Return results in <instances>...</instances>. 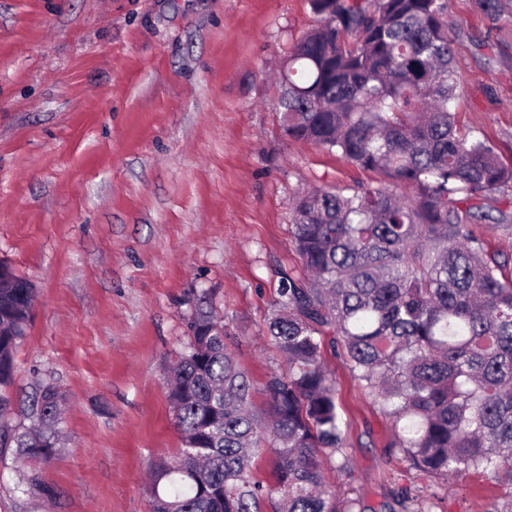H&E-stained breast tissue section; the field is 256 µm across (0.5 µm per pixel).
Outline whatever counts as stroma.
I'll return each mask as SVG.
<instances>
[{"label":"stroma","instance_id":"35a3bbf8","mask_svg":"<svg viewBox=\"0 0 512 512\" xmlns=\"http://www.w3.org/2000/svg\"><path fill=\"white\" fill-rule=\"evenodd\" d=\"M461 27L457 123L512 164V17L450 0ZM310 0H0V261L37 289L10 391L53 384L64 445L21 487L0 452V512H148V465L174 454L164 366L200 301L256 389L287 370L265 323L285 276L303 275L299 191L381 186L288 138L280 66L318 26ZM348 464L325 467L344 497L394 512H495L512 486L428 478L393 445L391 417L322 345Z\"/></svg>","mask_w":512,"mask_h":512}]
</instances>
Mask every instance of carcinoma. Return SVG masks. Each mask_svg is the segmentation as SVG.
Here are the masks:
<instances>
[{
  "mask_svg": "<svg viewBox=\"0 0 512 512\" xmlns=\"http://www.w3.org/2000/svg\"><path fill=\"white\" fill-rule=\"evenodd\" d=\"M320 26L284 62L288 138L336 152L393 187H318L298 196L294 244L307 274L286 277L266 322L288 372L253 386L203 307L168 360L182 448L154 459L149 512H357L324 464L345 453L336 387L320 336L340 339L362 388L393 418L396 443L429 477L480 474L512 485V258L468 221L512 188L496 146L456 127L458 80L448 0H311ZM489 21L503 0H475ZM36 299L0 261V448L34 470L55 453L61 394L39 382L28 423L12 408L14 357ZM271 454L273 484L253 475Z\"/></svg>",
  "mask_w": 512,
  "mask_h": 512,
  "instance_id": "cac0c4a2",
  "label": "carcinoma"
}]
</instances>
